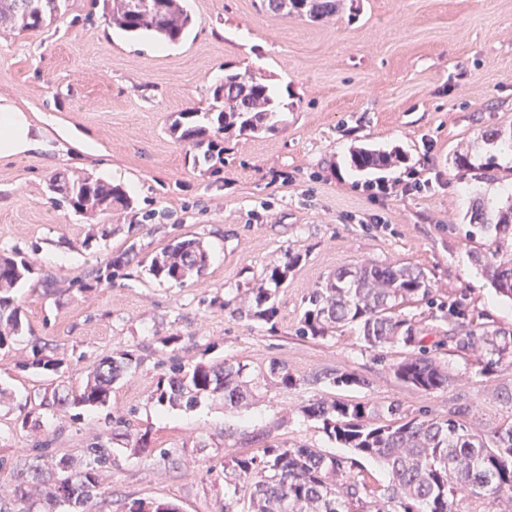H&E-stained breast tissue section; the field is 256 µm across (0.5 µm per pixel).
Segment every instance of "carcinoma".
I'll use <instances>...</instances> for the list:
<instances>
[{"instance_id":"obj_1","label":"carcinoma","mask_w":512,"mask_h":512,"mask_svg":"<svg viewBox=\"0 0 512 512\" xmlns=\"http://www.w3.org/2000/svg\"><path fill=\"white\" fill-rule=\"evenodd\" d=\"M339 0H297L298 6L287 15L319 19L336 14ZM136 0H104L108 23L128 33L150 32L167 41L180 40L191 24L181 0H152L149 11L135 8ZM72 0H0V30L19 33L37 31L46 22L65 15ZM276 111L269 86L249 70L224 73L212 93L210 111L191 124L179 121L173 131L192 150L200 152L194 161L224 164V130L236 126L242 133L258 135L275 127ZM352 166L359 170L386 167L391 155L360 148L351 154ZM456 168L473 172L477 180L492 178L495 158L474 164L460 154ZM49 189L55 200L75 212L110 217L114 212L129 213L131 198L119 184L85 176L54 174ZM468 240L483 239L482 250L474 258L495 291L512 300V203L498 210L490 221L483 210L471 214ZM208 255L194 240L168 245L151 258L146 270L155 279L178 281L192 271L202 272ZM288 257L283 267L267 276L279 287L293 268ZM28 265L10 256H0V349L23 332L19 306L11 295ZM275 292L259 287L253 296V315L270 318L276 309L271 300ZM433 304V288L425 273L413 266L364 265L342 269L314 288L308 307L296 329L301 338L324 337L346 324L355 323L363 340L380 347L399 338L416 339L412 320L402 314L407 304ZM446 308L449 332L463 348L478 340L484 355L500 361L512 355V335L476 326L457 306ZM128 353L101 358L78 389L54 387L44 392L39 409L52 413L67 408H93L106 404L112 383L131 368ZM62 360L37 350L21 367L56 371ZM395 377L403 384L430 393L448 384V372L431 356L411 355L394 366ZM247 387L242 367L229 363L197 366L185 373L178 370L167 385L156 390L157 400L191 407L200 398L224 394V404L237 408L246 401ZM304 414L322 423L327 436L356 457L348 460L326 454L304 444L269 446L260 456L238 455L225 465L224 478L234 490L244 491L246 512H462L457 490L466 489L471 501L483 505L480 512L499 507L512 512V421L479 428L465 411L448 409V416L428 413L410 419L399 417L400 407L388 405L385 412L396 417L380 423L383 411L362 403L342 400H311ZM382 463L389 481L374 486L362 472L354 471L356 458ZM112 468L110 449L96 441L79 462L55 459L47 448L18 462L0 460V512H92L104 472ZM125 512H178L170 504L149 505L132 502Z\"/></svg>"}]
</instances>
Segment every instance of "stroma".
I'll return each mask as SVG.
<instances>
[{
    "instance_id": "1",
    "label": "stroma",
    "mask_w": 512,
    "mask_h": 512,
    "mask_svg": "<svg viewBox=\"0 0 512 512\" xmlns=\"http://www.w3.org/2000/svg\"><path fill=\"white\" fill-rule=\"evenodd\" d=\"M184 6L192 24L169 55L152 34L108 25L100 0H74L41 30L0 34V95L51 120L46 150L0 160V255L32 267L15 290L25 332L0 350V459L19 460L40 440L55 457L79 458L99 439L114 462L93 512H123L135 500L221 512L233 492L224 482L231 457L292 443L349 456L303 414L312 399L395 403L411 417L462 407L483 425L512 418V364L487 366L477 343L456 347L429 306L404 312L448 370L447 387L430 394L393 375L411 346L371 347L354 324L324 338L295 333L312 288L366 264L418 266L439 300L512 333V300L496 294L465 237L473 205L491 218L505 206L502 197L487 204L486 191L512 182V159H500L492 182L455 165L464 152L495 154L482 131L512 129V0H340L317 22L261 0ZM228 70L263 78L278 123L256 136L227 130L223 168L193 165L170 125L207 111ZM357 147L402 161L359 173L349 162ZM412 170L429 186L406 194ZM56 172L126 186L140 223L121 216L102 236L101 219L52 199ZM380 179L395 192L369 198L364 185ZM190 239L208 253L202 275L146 274L145 260ZM292 255L274 317L247 316L253 288ZM41 347L63 359L59 372L29 367ZM123 351L138 366L113 384L107 405L44 413L37 439L23 429L48 384L78 388L99 359ZM225 361L244 367L247 409H225L220 394L192 408L152 399L174 366ZM274 361L295 376L291 389L271 377ZM343 372L360 384H334Z\"/></svg>"
}]
</instances>
